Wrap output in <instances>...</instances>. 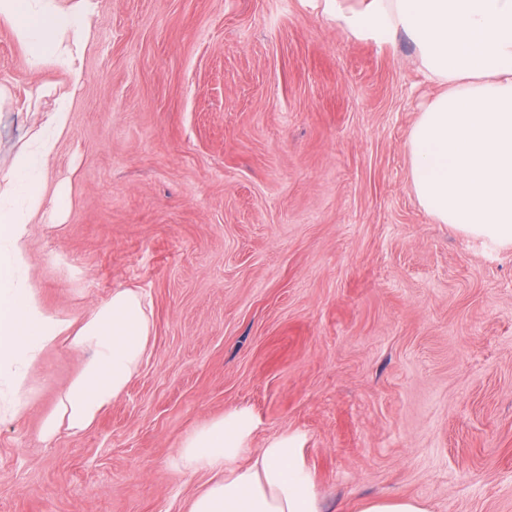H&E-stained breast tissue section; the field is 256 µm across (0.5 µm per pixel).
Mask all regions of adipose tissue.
<instances>
[{
  "label": "adipose tissue",
  "instance_id": "1",
  "mask_svg": "<svg viewBox=\"0 0 512 512\" xmlns=\"http://www.w3.org/2000/svg\"><path fill=\"white\" fill-rule=\"evenodd\" d=\"M98 0H0V20L23 44L30 69L46 63L69 83L27 147L0 179V387L22 388L35 354L61 340L90 350L57 411L41 427L80 433L126 391L151 353L153 322L138 288H118L76 322L41 310L26 275L27 226L41 214L46 169L71 122V89L83 81L82 56ZM355 35H406L424 75L448 89L420 113L410 135L411 182L438 223L501 246L512 245V0H325ZM259 419L236 407L198 427L176 463L208 481L188 512H322L304 438L283 432L253 445Z\"/></svg>",
  "mask_w": 512,
  "mask_h": 512
}]
</instances>
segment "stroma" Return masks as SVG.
I'll return each instance as SVG.
<instances>
[{"label":"stroma","instance_id":"stroma-1","mask_svg":"<svg viewBox=\"0 0 512 512\" xmlns=\"http://www.w3.org/2000/svg\"><path fill=\"white\" fill-rule=\"evenodd\" d=\"M28 227L44 311L147 294L150 357L86 432L40 434L89 359L60 341L0 401V512H186L173 461L225 410L305 438L325 512L413 496L512 512V246L437 223L408 140L442 93L401 35L324 0H99ZM0 175L67 89L0 22Z\"/></svg>","mask_w":512,"mask_h":512}]
</instances>
